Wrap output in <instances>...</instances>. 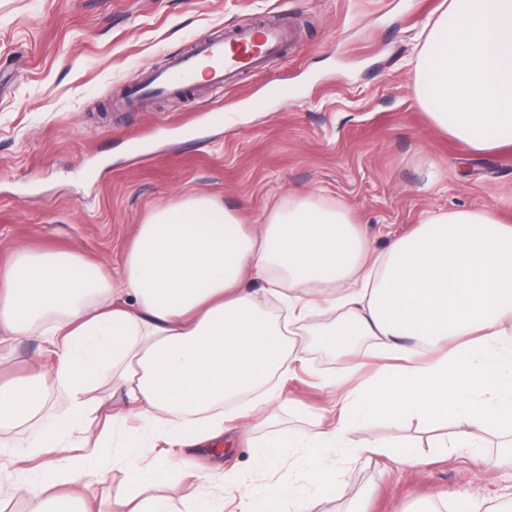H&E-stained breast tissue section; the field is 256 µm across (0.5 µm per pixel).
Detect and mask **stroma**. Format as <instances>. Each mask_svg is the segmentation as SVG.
<instances>
[{"instance_id":"35a3bbf8","label":"stroma","mask_w":512,"mask_h":512,"mask_svg":"<svg viewBox=\"0 0 512 512\" xmlns=\"http://www.w3.org/2000/svg\"><path fill=\"white\" fill-rule=\"evenodd\" d=\"M443 0H0V271L20 250H74L119 268L138 224L185 195L214 197L241 223H262L276 207L315 195L343 206L373 250L410 232L430 213H512V148L477 152L438 128L416 96L421 31ZM276 24L289 38L280 57L243 73L216 95L204 87L122 107L129 84L172 54L243 22ZM314 311L300 337L303 361L277 377L268 418L238 423L224 438L220 467L155 448L148 462L167 479L134 489L113 463L93 489L99 502L141 493L193 502L217 482H250L256 447L288 431L318 430L332 382L353 380L363 353L337 355ZM38 333L17 341L0 384H24L44 360ZM454 423L385 416L372 438L412 441L424 466L384 456L338 462L341 493L303 495V512H459L440 490H475L488 512H512V470L476 471L463 450L432 447ZM58 452L32 457L0 447V481L53 471Z\"/></svg>"}]
</instances>
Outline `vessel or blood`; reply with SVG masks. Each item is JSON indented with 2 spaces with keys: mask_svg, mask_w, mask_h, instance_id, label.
I'll return each mask as SVG.
<instances>
[{
  "mask_svg": "<svg viewBox=\"0 0 512 512\" xmlns=\"http://www.w3.org/2000/svg\"><path fill=\"white\" fill-rule=\"evenodd\" d=\"M287 38L283 28L249 24L238 27L229 37H213L197 42L190 53L172 56L166 69L146 72L143 80L125 94V103L136 107L146 98L178 96L191 87L200 62H207L208 84L221 89L244 70L260 68L278 55Z\"/></svg>",
  "mask_w": 512,
  "mask_h": 512,
  "instance_id": "1",
  "label": "vessel or blood"
}]
</instances>
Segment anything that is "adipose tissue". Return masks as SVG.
<instances>
[{"mask_svg": "<svg viewBox=\"0 0 512 512\" xmlns=\"http://www.w3.org/2000/svg\"><path fill=\"white\" fill-rule=\"evenodd\" d=\"M416 70L417 99L435 125L477 150L512 147V0H450L426 30ZM256 278L263 287L249 288ZM272 298L284 321L269 316ZM319 307L337 313L320 335L342 352L372 338L379 365L357 384L337 383L320 430L279 442L300 449L317 496L341 491L325 448L349 463L423 464L411 445L369 437L386 414L456 421L452 445L476 468H512V453L481 451L489 431L512 434V223L486 209L435 212L377 253L343 208L312 197L252 229L211 197L185 196L138 225L116 275L72 251L13 256L0 279V350L37 325L50 359L27 385H0V446L65 449L38 482L67 487L53 512H104L85 489L105 463L153 478L129 420L214 451L226 422L278 399L270 380L301 361L295 328ZM105 370L112 411L99 433L72 439L86 412L81 395ZM46 385L56 396L48 408ZM26 422L31 432L21 431ZM216 491L238 512H301L297 490L273 487L261 469Z\"/></svg>", "mask_w": 512, "mask_h": 512, "instance_id": "adipose-tissue-1", "label": "adipose tissue"}]
</instances>
